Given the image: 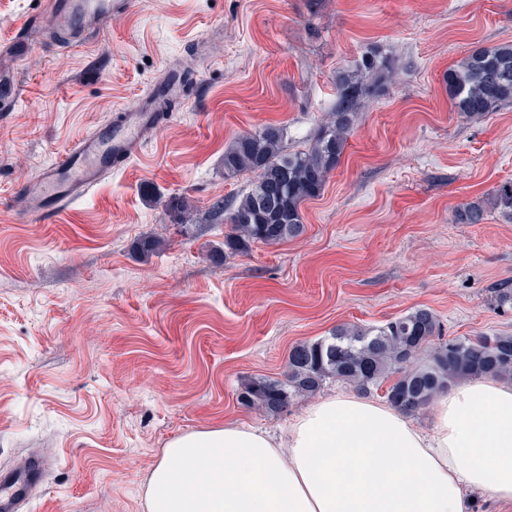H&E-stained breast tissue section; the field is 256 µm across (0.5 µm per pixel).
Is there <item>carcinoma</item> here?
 I'll list each match as a JSON object with an SVG mask.
<instances>
[{
    "label": "carcinoma",
    "mask_w": 512,
    "mask_h": 512,
    "mask_svg": "<svg viewBox=\"0 0 512 512\" xmlns=\"http://www.w3.org/2000/svg\"><path fill=\"white\" fill-rule=\"evenodd\" d=\"M393 71L391 59L375 51L358 66L336 72L334 111L304 150H286L288 131L281 124L263 125L232 142L224 151V177L252 174L254 179L241 197L217 201L209 211L211 223L229 224L221 258L244 254L253 243L276 244L304 232L301 205L321 193L341 161L360 102L378 95ZM445 82L455 109L465 118L481 120L498 111L512 103V44L472 51L448 70ZM490 208L512 219L511 181L495 189L490 199L457 208L455 220L481 224ZM162 246L157 238H144L134 250L148 257ZM492 293L497 307L512 308V283H497ZM487 375L512 380V334L445 340L434 312L417 307L378 327L342 325L327 338L296 344L283 378L251 377L242 383L239 399L277 415L291 402L316 395L329 380L364 393L388 381L386 401L415 414L451 385Z\"/></svg>",
    "instance_id": "obj_1"
}]
</instances>
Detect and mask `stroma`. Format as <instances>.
<instances>
[{
    "mask_svg": "<svg viewBox=\"0 0 512 512\" xmlns=\"http://www.w3.org/2000/svg\"><path fill=\"white\" fill-rule=\"evenodd\" d=\"M39 7L0 0V48L36 32ZM511 43L512 0H128L66 46L0 61L18 93L0 112V468L50 464L23 512H145L171 439L299 415L307 400L275 416L242 405L241 385L283 377L294 345L338 325L424 306L450 337L512 333L490 292L512 282V220L454 219L512 181V103L472 122L444 81ZM373 51L393 78L361 102L304 233L219 260L228 227L206 213L251 180L225 178V150L267 123L287 127L289 150L310 145L337 70ZM182 69L192 88L138 157L47 221L12 209L19 180ZM144 237L164 249L135 256Z\"/></svg>",
    "mask_w": 512,
    "mask_h": 512,
    "instance_id": "1",
    "label": "stroma"
}]
</instances>
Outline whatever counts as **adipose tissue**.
Returning a JSON list of instances; mask_svg holds the SVG:
<instances>
[{"label":"adipose tissue","instance_id":"1","mask_svg":"<svg viewBox=\"0 0 512 512\" xmlns=\"http://www.w3.org/2000/svg\"><path fill=\"white\" fill-rule=\"evenodd\" d=\"M422 432L355 394L307 407L274 437L243 423L170 440L145 512H470L473 492L512 503V382L457 384Z\"/></svg>","mask_w":512,"mask_h":512}]
</instances>
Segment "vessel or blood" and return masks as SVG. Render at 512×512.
I'll list each match as a JSON object with an SVG mask.
<instances>
[{
	"mask_svg": "<svg viewBox=\"0 0 512 512\" xmlns=\"http://www.w3.org/2000/svg\"><path fill=\"white\" fill-rule=\"evenodd\" d=\"M112 8V0H47L45 14L55 28H81L106 17ZM163 120L150 98H140L122 122L103 126L77 142L60 161L45 167L37 188L21 187L14 199L16 206L38 221L52 217L72 200L84 196L107 169L138 156ZM45 476L42 468L22 476L0 470V512H16L33 490L43 486Z\"/></svg>",
	"mask_w": 512,
	"mask_h": 512,
	"instance_id": "vessel-or-blood-1",
	"label": "vessel or blood"
}]
</instances>
